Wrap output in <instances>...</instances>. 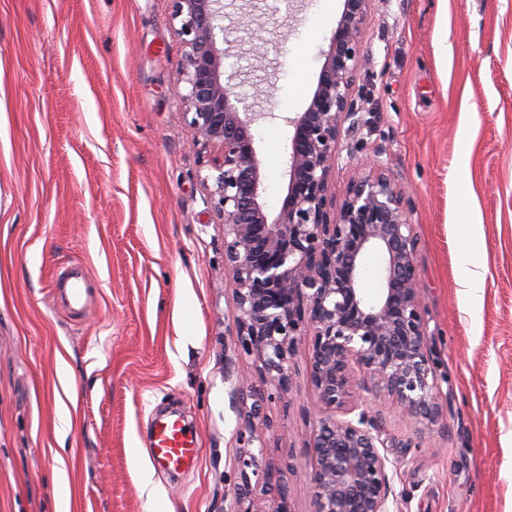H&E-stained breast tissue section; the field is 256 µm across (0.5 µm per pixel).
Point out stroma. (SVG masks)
<instances>
[{"label": "stroma", "instance_id": "stroma-1", "mask_svg": "<svg viewBox=\"0 0 512 512\" xmlns=\"http://www.w3.org/2000/svg\"><path fill=\"white\" fill-rule=\"evenodd\" d=\"M261 3L224 0L244 42L224 44L223 70L265 115L253 134L273 218L286 120L310 102L344 0H292L273 17ZM174 27L171 0H0V512H55L59 454L71 512H145L131 450L148 454L168 408L199 436L192 468L154 473L168 507H235L233 388L266 380L234 336L224 227L175 93ZM362 37L367 124L342 140L332 179L344 194L376 155L404 194L439 412L411 424L390 401L358 397L382 416L395 512H512V0H375ZM472 229L487 268L475 310L458 288ZM75 262L91 284L77 322L52 288ZM289 372L264 406L267 457L288 473L292 512H312L307 343Z\"/></svg>", "mask_w": 512, "mask_h": 512}]
</instances>
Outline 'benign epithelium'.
<instances>
[{"label": "benign epithelium", "instance_id": "obj_1", "mask_svg": "<svg viewBox=\"0 0 512 512\" xmlns=\"http://www.w3.org/2000/svg\"><path fill=\"white\" fill-rule=\"evenodd\" d=\"M175 34L184 47L176 85L192 144L213 149L212 208L224 224V271L234 288L238 345L255 357L275 388L285 392L286 365L300 340L310 351V380L319 417L312 431L308 481L313 512H390L395 471L381 449L383 422L354 398L356 372L375 397L390 398L410 423L436 415L426 323L419 306L421 280L404 197L379 160L375 175L352 180L334 203L331 174L339 142L366 124L353 95L365 61L362 39L372 0H344L307 109L293 127L287 193L269 221L259 201L263 175L253 111L224 83V0H172ZM380 261L382 288L370 295L362 273ZM244 412L238 431L232 512H292L278 469L264 458L263 396L238 387Z\"/></svg>", "mask_w": 512, "mask_h": 512}]
</instances>
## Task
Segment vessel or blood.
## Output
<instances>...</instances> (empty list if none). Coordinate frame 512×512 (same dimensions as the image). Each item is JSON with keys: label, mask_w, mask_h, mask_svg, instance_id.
<instances>
[{"label": "vessel or blood", "mask_w": 512, "mask_h": 512, "mask_svg": "<svg viewBox=\"0 0 512 512\" xmlns=\"http://www.w3.org/2000/svg\"><path fill=\"white\" fill-rule=\"evenodd\" d=\"M62 308L70 314H83L88 308V289L83 274L75 267L62 269L55 282ZM198 439L176 414L157 417L149 453L156 467L179 470L191 467L197 458Z\"/></svg>", "instance_id": "obj_1"}]
</instances>
